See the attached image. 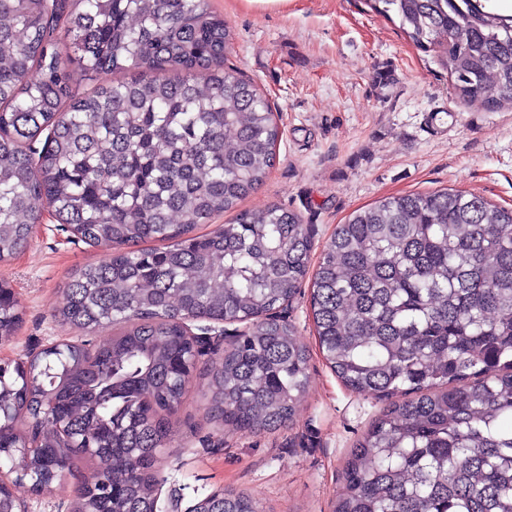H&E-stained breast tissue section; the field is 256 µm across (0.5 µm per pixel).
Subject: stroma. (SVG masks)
<instances>
[{
  "mask_svg": "<svg viewBox=\"0 0 512 512\" xmlns=\"http://www.w3.org/2000/svg\"><path fill=\"white\" fill-rule=\"evenodd\" d=\"M235 34L228 64L255 82L276 108L283 136L265 184L242 203L279 204L301 214L316 247L354 210L383 197L457 188L512 208V112L460 105L435 53L417 49L398 19L365 0H211ZM443 127L430 131L429 120ZM92 247L43 209L27 243L0 264L23 307L0 362L62 340L106 344L54 318L79 267L99 261ZM310 353L309 388L292 423L247 435L206 414L202 374L173 421L179 435L160 466L159 512H188L197 497L229 488L254 495L266 512H332L342 468L381 405L345 388L319 351L302 292L283 311ZM85 458L39 492L15 488L26 512H66L79 484L98 469Z\"/></svg>",
  "mask_w": 512,
  "mask_h": 512,
  "instance_id": "stroma-1",
  "label": "stroma"
}]
</instances>
